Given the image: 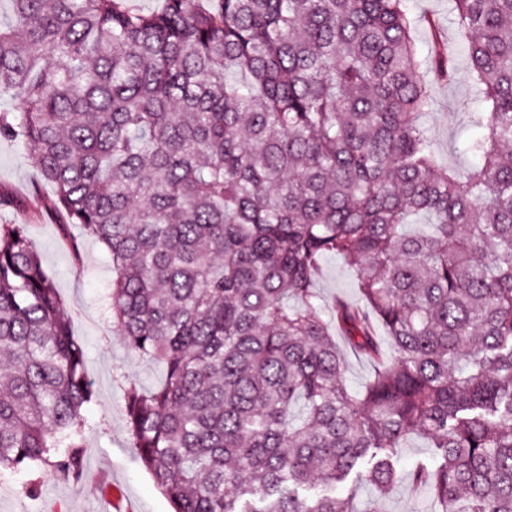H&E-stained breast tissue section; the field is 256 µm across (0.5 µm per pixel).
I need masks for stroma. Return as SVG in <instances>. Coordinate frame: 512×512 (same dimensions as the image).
Listing matches in <instances>:
<instances>
[{
	"mask_svg": "<svg viewBox=\"0 0 512 512\" xmlns=\"http://www.w3.org/2000/svg\"><path fill=\"white\" fill-rule=\"evenodd\" d=\"M418 18L415 33L420 49H427L434 32L449 43L457 41L451 0H410ZM457 78L435 85L432 108L425 119L433 147L442 165L459 168L463 162L452 149L455 136L465 126L467 115L482 111L481 93L469 80L463 50L455 52ZM0 224L28 223L29 236L71 317L75 335L86 352V368L96 393L87 412L90 426L84 436V471L81 482L64 483L43 475L37 498L26 494L30 479L21 471L0 480V512H96L104 491L121 494L122 512H170V505L149 472L137 459L124 412L122 374L135 376L143 388L162 380L160 367L130 353L105 311V297L112 286V264L106 251L93 240L79 243L72 254L64 243L63 216L50 212L53 190L40 183L28 150L0 139ZM325 304L342 299L360 303V294L341 258L330 255L321 263L317 281ZM381 499L382 512H436L428 489L402 483L385 497H378L368 483L355 489V505L364 508Z\"/></svg>",
	"mask_w": 512,
	"mask_h": 512,
	"instance_id": "obj_1",
	"label": "stroma"
}]
</instances>
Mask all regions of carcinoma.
Listing matches in <instances>:
<instances>
[{"label": "carcinoma", "instance_id": "cac0c4a2", "mask_svg": "<svg viewBox=\"0 0 512 512\" xmlns=\"http://www.w3.org/2000/svg\"><path fill=\"white\" fill-rule=\"evenodd\" d=\"M408 2L11 0L0 138L54 188L75 262L105 248L112 324L161 365L124 410L173 512H353L357 483L404 480L512 512V0H454L485 104L462 172L420 122L456 67L438 36L419 53ZM330 254L363 305L328 316ZM338 336L374 365L359 392ZM0 354V478L80 482L95 393L25 224H0ZM413 434L434 462L404 473Z\"/></svg>", "mask_w": 512, "mask_h": 512}]
</instances>
